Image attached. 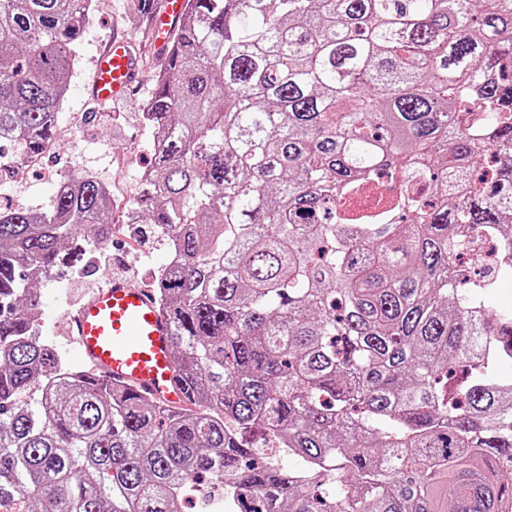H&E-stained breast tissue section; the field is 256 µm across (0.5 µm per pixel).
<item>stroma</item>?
<instances>
[{"label":"stroma","mask_w":512,"mask_h":512,"mask_svg":"<svg viewBox=\"0 0 512 512\" xmlns=\"http://www.w3.org/2000/svg\"><path fill=\"white\" fill-rule=\"evenodd\" d=\"M129 0H95L85 24L76 67L67 98L55 126V147L43 158L38 171H22L16 181L0 183V203L32 209L46 208L55 197L60 179L83 174L112 185L122 197L137 200L141 175L153 163L148 133L142 119V105L148 99L151 80H144L126 99L107 105L88 103L84 88L91 74L96 50L114 35L129 38L140 57L142 72L161 63V55L142 35L129 11ZM122 116L120 133L112 131V115ZM107 252L111 265L96 263L87 273L60 268L51 282L42 284V335L54 343L70 363H78L75 345L69 342L62 322L66 311L75 309L82 297L103 285L107 277H126L150 287V273L166 264L168 243L153 225L129 224L123 211L113 213L112 238Z\"/></svg>","instance_id":"35a3bbf8"}]
</instances>
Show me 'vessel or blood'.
Here are the masks:
<instances>
[{"label": "vessel or blood", "instance_id": "1", "mask_svg": "<svg viewBox=\"0 0 512 512\" xmlns=\"http://www.w3.org/2000/svg\"><path fill=\"white\" fill-rule=\"evenodd\" d=\"M185 5L186 0H160L149 18L153 40H169ZM140 79L137 54L116 35L99 49L86 93L99 102L112 101L127 96ZM65 322L79 356L94 373L170 406L188 404L171 358V324L150 289L109 279Z\"/></svg>", "mask_w": 512, "mask_h": 512}]
</instances>
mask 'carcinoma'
<instances>
[{"instance_id":"carcinoma-1","label":"carcinoma","mask_w":512,"mask_h":512,"mask_svg":"<svg viewBox=\"0 0 512 512\" xmlns=\"http://www.w3.org/2000/svg\"><path fill=\"white\" fill-rule=\"evenodd\" d=\"M90 2L0 0V165L52 142ZM511 56L512 0H188L129 223L171 245L190 406L35 334L40 284L112 236L101 183L0 211V512H181L203 480L230 512H512V167L458 187L512 153Z\"/></svg>"}]
</instances>
